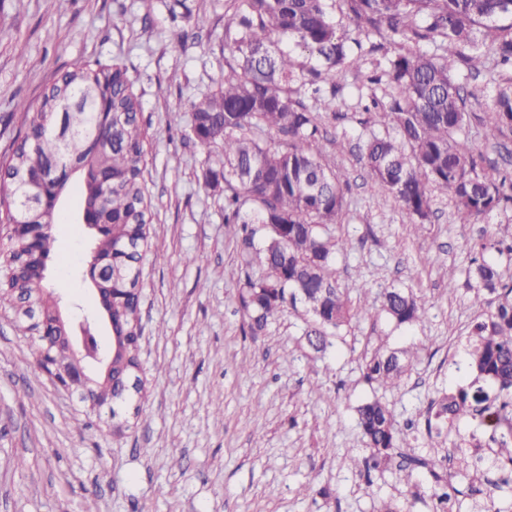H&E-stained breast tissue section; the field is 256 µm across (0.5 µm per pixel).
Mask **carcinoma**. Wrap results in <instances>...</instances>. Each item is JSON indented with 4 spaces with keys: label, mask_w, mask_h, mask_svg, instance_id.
<instances>
[{
    "label": "carcinoma",
    "mask_w": 512,
    "mask_h": 512,
    "mask_svg": "<svg viewBox=\"0 0 512 512\" xmlns=\"http://www.w3.org/2000/svg\"><path fill=\"white\" fill-rule=\"evenodd\" d=\"M362 24L365 35L386 33L400 44L428 41L434 51L399 53L385 59L381 71L367 77L385 84L388 93L364 105L360 160L381 190L400 202L418 229L427 223L431 192H451L458 211L477 218L512 207V176L500 180L477 173L466 128V102L474 90L452 75L455 59L479 71L485 51L494 65L512 69V0H241L224 14V44L238 69L219 89L192 105L188 137L207 151L204 187L224 185V223L241 225L238 304L252 336L263 333L284 307L302 304L311 316L304 330L308 347L323 355L333 339L358 315L347 288L336 281V253L345 248L336 237L346 206L343 182L330 166L316 138L317 113H336L342 87L336 75L353 64L350 48L335 20L336 2ZM474 51L466 55L462 48ZM298 49L306 57L299 65ZM304 88L313 105L300 97ZM485 125L489 140L512 136V77L498 87ZM24 133L0 157V223L26 224L38 230L7 234L0 250V305L15 315L19 335L34 349L38 366L46 361H80L55 346L43 331L42 317L56 304L46 285L47 261L53 252L56 209L44 198L77 181L83 220L94 230L92 261L112 269L98 275L97 287L108 304L112 335V386L94 388L79 375L65 385L87 401L112 395V424L141 397L143 383L127 387L140 368L141 266L151 250V201L144 177L146 130L142 104L127 71L99 60H80L64 71L35 108L20 107ZM264 246L255 248L257 233ZM512 253V232L497 230L480 250ZM473 304L490 311L466 337L474 379L433 403L428 437H445L453 445L448 461L465 479L478 464L512 465V284L484 257H474L467 271ZM382 311L396 325L422 320L426 306L409 288L383 293ZM419 350L376 349L363 361L371 385L396 388ZM370 454L350 457L367 474L387 469L399 448L396 419L378 399L355 407ZM503 418L507 433L494 439L493 455L474 452L481 443L460 433L457 422ZM427 468L435 480L437 512H448V483L435 455L398 467L410 482L412 467Z\"/></svg>",
    "instance_id": "cac0c4a2"
}]
</instances>
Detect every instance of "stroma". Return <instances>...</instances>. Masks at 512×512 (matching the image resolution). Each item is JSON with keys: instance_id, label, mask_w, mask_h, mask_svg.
Returning <instances> with one entry per match:
<instances>
[{"instance_id": "obj_1", "label": "stroma", "mask_w": 512, "mask_h": 512, "mask_svg": "<svg viewBox=\"0 0 512 512\" xmlns=\"http://www.w3.org/2000/svg\"><path fill=\"white\" fill-rule=\"evenodd\" d=\"M175 0H0V116L16 103L38 106L44 91L77 60L123 64L141 97L149 133L147 186L152 199V253L143 266L144 390L122 433L90 411L36 365L29 343L0 309V512H433L427 469L411 484L395 469L364 478L349 465L367 449L353 410L382 398L393 410L400 453L446 454L426 431L441 391L465 379L463 343L481 311L466 270L484 233L512 223L501 208L466 220L449 194L432 193L433 216L421 234L392 195L368 178L354 144L366 117L355 87L364 73L339 77L337 112L321 114L324 148L345 181L346 214L336 235L344 287L366 286L360 314L324 356L303 339L302 309L285 308L264 335L244 333L237 302V227L224 221L222 189L204 190L205 154L172 112L216 90L229 72L224 52L228 0H186L190 18H173ZM184 40H177V32ZM24 59H17V52ZM457 80L481 96L466 109L479 174L500 179L512 141L484 138L489 103L507 73L474 74L455 63ZM70 193L58 210L47 284L66 320L95 321L102 350L112 333L101 320L88 275L91 242ZM410 288L427 305L420 322L398 327L381 311V294ZM419 346L399 387L367 384L361 366L380 344ZM22 456L25 469H15ZM329 489L322 497L320 489Z\"/></svg>"}]
</instances>
